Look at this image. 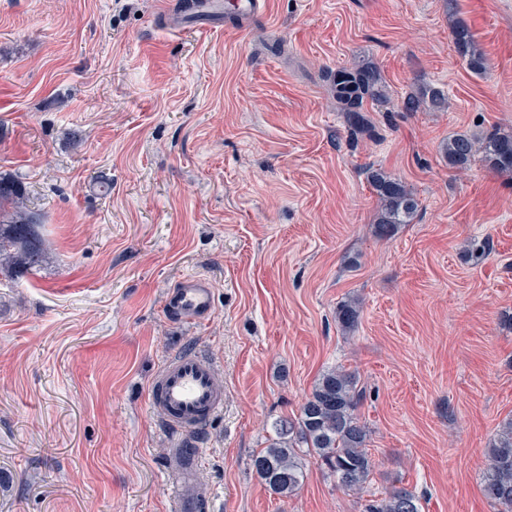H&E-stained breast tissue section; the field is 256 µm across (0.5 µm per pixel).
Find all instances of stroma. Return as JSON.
Listing matches in <instances>:
<instances>
[{
    "label": "stroma",
    "instance_id": "stroma-1",
    "mask_svg": "<svg viewBox=\"0 0 512 512\" xmlns=\"http://www.w3.org/2000/svg\"><path fill=\"white\" fill-rule=\"evenodd\" d=\"M178 3L0 0V174L47 244L36 270L0 274V512H168L147 390L182 350L224 387L202 433L214 512H362L315 457L285 501L252 464L336 366L364 390L366 495L497 512L482 476L512 420V172L449 168L441 146L512 130V0H269L208 30ZM363 60L388 98L354 134L330 75ZM424 87L444 111L405 108ZM371 168L419 201L388 238ZM186 274L215 290L201 325L163 312ZM452 37L460 56L466 60L468 68L479 73L485 67V54L475 41L470 29L462 22H456L452 29Z\"/></svg>",
    "mask_w": 512,
    "mask_h": 512
}]
</instances>
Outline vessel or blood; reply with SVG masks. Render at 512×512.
<instances>
[{"mask_svg": "<svg viewBox=\"0 0 512 512\" xmlns=\"http://www.w3.org/2000/svg\"><path fill=\"white\" fill-rule=\"evenodd\" d=\"M165 306L176 321L204 323L215 309L214 288L205 276H183L167 293ZM147 399L170 438L174 465L169 512H212L198 435L224 408L215 363L194 350L167 357L149 383Z\"/></svg>", "mask_w": 512, "mask_h": 512, "instance_id": "b4317fda", "label": "vessel or blood"}]
</instances>
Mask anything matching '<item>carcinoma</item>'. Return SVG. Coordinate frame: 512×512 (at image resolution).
<instances>
[{
	"label": "carcinoma",
	"mask_w": 512,
	"mask_h": 512,
	"mask_svg": "<svg viewBox=\"0 0 512 512\" xmlns=\"http://www.w3.org/2000/svg\"><path fill=\"white\" fill-rule=\"evenodd\" d=\"M452 37L468 68L478 73L485 67V54L470 29L454 24ZM331 92L353 133L370 129L364 103L387 99V88L378 67L371 61L336 70ZM448 166L466 169L475 157L496 171H512V131L496 130L484 138L457 134L443 146ZM381 209L376 234H394L417 212L418 200L401 180L381 169L369 172ZM39 215L29 210L21 183L0 175V274L18 275L35 270L43 262L45 241L40 233ZM359 304L346 301L336 308V322L344 330L355 327ZM355 371L334 367L323 371L306 395L300 412L273 425L276 438L253 459L260 481L270 492L288 499L301 487L305 469L302 448L321 461L344 490L359 492L369 481L373 463L368 454L369 431L356 410L363 397ZM483 492L487 499L512 512V420L505 423L486 450ZM363 512H421L419 498L406 488H394L385 496L370 500Z\"/></svg>",
	"instance_id": "obj_1"
}]
</instances>
